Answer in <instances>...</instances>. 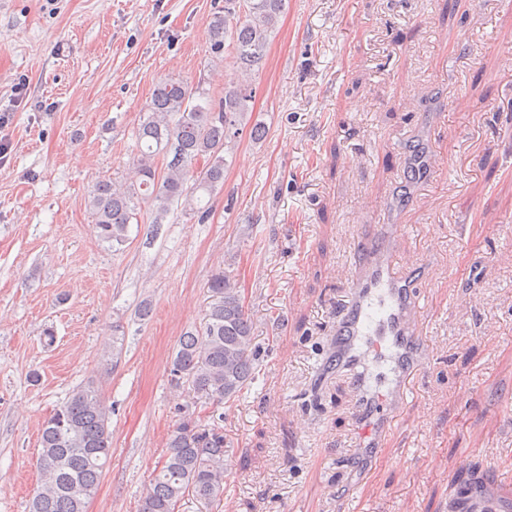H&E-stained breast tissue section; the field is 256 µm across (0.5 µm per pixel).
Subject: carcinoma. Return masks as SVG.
Wrapping results in <instances>:
<instances>
[{"mask_svg":"<svg viewBox=\"0 0 512 512\" xmlns=\"http://www.w3.org/2000/svg\"><path fill=\"white\" fill-rule=\"evenodd\" d=\"M285 0H224V13L209 26L212 53L231 68L224 94L164 79L135 132L130 180L97 181L88 206L100 240L121 245L141 210L157 227L174 207L201 224L210 218L203 198L224 185L226 155L244 129L258 141L263 127L248 125L253 77L265 65L271 35ZM202 168H196L198 161ZM208 302L199 325L185 331L171 356L170 383L193 403L219 405L254 380L258 361L253 323L234 277L224 270L207 283ZM109 409L95 389L75 392L42 424L38 468L41 485L29 512H86L110 456ZM224 430L202 425L185 409L168 433L161 465L142 492L140 512H179L190 495L204 507L224 498Z\"/></svg>","mask_w":512,"mask_h":512,"instance_id":"carcinoma-1","label":"carcinoma"}]
</instances>
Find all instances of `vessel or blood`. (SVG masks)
<instances>
[{
	"mask_svg": "<svg viewBox=\"0 0 512 512\" xmlns=\"http://www.w3.org/2000/svg\"><path fill=\"white\" fill-rule=\"evenodd\" d=\"M421 283L403 270L384 235L367 236L354 262L348 298L331 321L323 368L350 385L357 431L353 448L373 462L423 366ZM448 500V512H512V496H484L469 485H452Z\"/></svg>",
	"mask_w": 512,
	"mask_h": 512,
	"instance_id": "b4317fda",
	"label": "vessel or blood"
}]
</instances>
